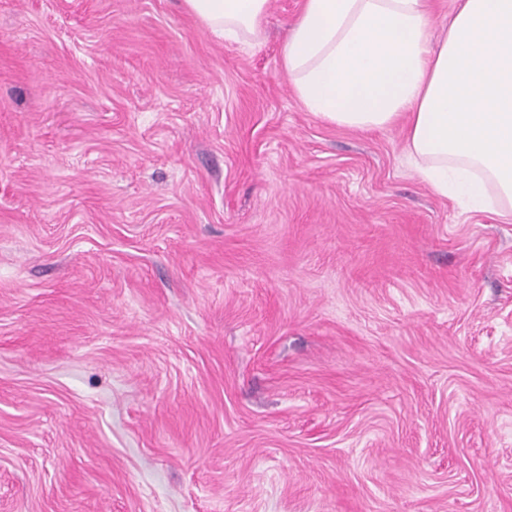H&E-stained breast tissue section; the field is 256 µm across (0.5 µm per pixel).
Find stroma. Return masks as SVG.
I'll use <instances>...</instances> for the list:
<instances>
[{
    "label": "stroma",
    "instance_id": "35a3bbf8",
    "mask_svg": "<svg viewBox=\"0 0 512 512\" xmlns=\"http://www.w3.org/2000/svg\"><path fill=\"white\" fill-rule=\"evenodd\" d=\"M182 0H0V512H512V216Z\"/></svg>",
    "mask_w": 512,
    "mask_h": 512
}]
</instances>
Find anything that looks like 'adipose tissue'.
<instances>
[{"label": "adipose tissue", "mask_w": 512, "mask_h": 512, "mask_svg": "<svg viewBox=\"0 0 512 512\" xmlns=\"http://www.w3.org/2000/svg\"><path fill=\"white\" fill-rule=\"evenodd\" d=\"M217 36L262 33L268 0H183ZM304 0L283 63L306 111L340 127L408 116V158L437 195L512 215V0Z\"/></svg>", "instance_id": "adipose-tissue-1"}]
</instances>
